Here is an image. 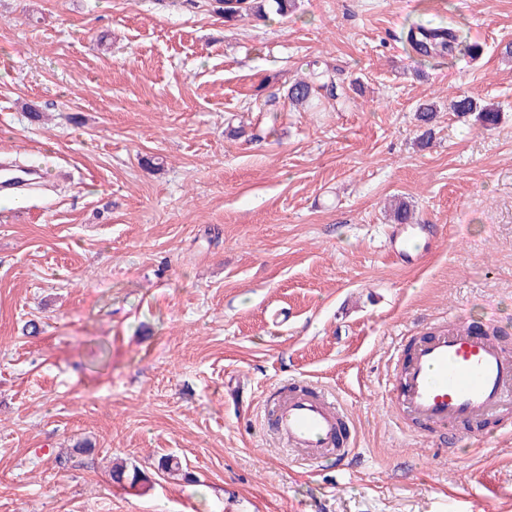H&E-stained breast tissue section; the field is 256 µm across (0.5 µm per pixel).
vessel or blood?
<instances>
[{
    "label": "vessel or blood",
    "mask_w": 512,
    "mask_h": 512,
    "mask_svg": "<svg viewBox=\"0 0 512 512\" xmlns=\"http://www.w3.org/2000/svg\"><path fill=\"white\" fill-rule=\"evenodd\" d=\"M12 170L10 163H0L1 192L15 193L40 179L34 168L19 176ZM423 230L420 224L395 226L394 250L409 255ZM388 391L398 400L396 423L417 421L430 431L489 423L508 432L512 424L503 415L512 411V350L458 321L416 342L411 352H394ZM267 426L313 464L353 451L350 417L334 395L312 386L275 400L267 411Z\"/></svg>",
    "instance_id": "vessel-or-blood-1"
}]
</instances>
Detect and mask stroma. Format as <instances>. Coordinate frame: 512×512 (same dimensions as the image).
I'll list each match as a JSON object with an SVG mask.
<instances>
[{"label": "stroma", "instance_id": "1", "mask_svg": "<svg viewBox=\"0 0 512 512\" xmlns=\"http://www.w3.org/2000/svg\"><path fill=\"white\" fill-rule=\"evenodd\" d=\"M414 20L483 52L421 59ZM509 44L512 0L234 24L212 0H0V153L53 177L0 207V512H512V435L451 448L386 401L398 337L451 314L512 338ZM315 64L335 98L292 107ZM396 201L431 227L411 262ZM306 384L354 458L311 467L266 428ZM448 109L451 112H456L460 115L477 112V120L485 129H490L496 126L500 120L499 111L492 104L481 105L472 97L465 95H461L453 99L450 102Z\"/></svg>", "mask_w": 512, "mask_h": 512}]
</instances>
